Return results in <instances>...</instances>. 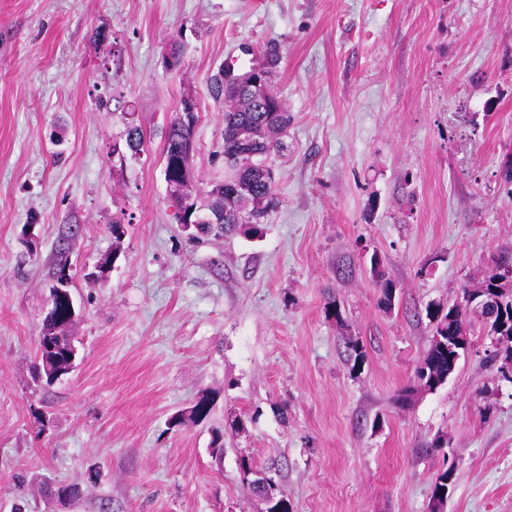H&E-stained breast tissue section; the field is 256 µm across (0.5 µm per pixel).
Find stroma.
Listing matches in <instances>:
<instances>
[{"label":"stroma","instance_id":"obj_1","mask_svg":"<svg viewBox=\"0 0 512 512\" xmlns=\"http://www.w3.org/2000/svg\"><path fill=\"white\" fill-rule=\"evenodd\" d=\"M255 52L290 116L280 204L261 238L196 239L164 132L193 98L195 187L222 179L211 79ZM509 246L512 0H0V512H49L55 485L78 489L58 512H266L245 458L290 512H430L449 467L445 512H512L483 329L445 384L416 379L428 307ZM62 251L77 362L39 384Z\"/></svg>","mask_w":512,"mask_h":512}]
</instances>
